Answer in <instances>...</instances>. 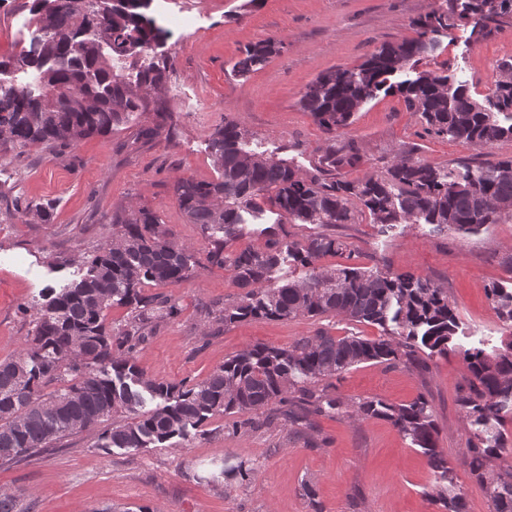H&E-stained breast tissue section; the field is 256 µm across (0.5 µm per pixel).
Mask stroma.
Returning a JSON list of instances; mask_svg holds the SVG:
<instances>
[{"mask_svg": "<svg viewBox=\"0 0 512 512\" xmlns=\"http://www.w3.org/2000/svg\"><path fill=\"white\" fill-rule=\"evenodd\" d=\"M442 0H151L148 16L163 34L136 58L113 60L115 71L136 81L142 68L163 64L167 79L149 93L148 111L133 113L112 133L74 146H0V361L19 351L47 288L78 278L81 257L112 239V213L144 206L156 213L168 238L189 249L192 276L170 292L180 315L163 323L140 347L137 364L149 377L177 383L206 378L225 358L256 343L286 346L318 330L334 336L378 337V327L321 316L295 321H251L205 334L202 305L233 301L238 288L230 269L210 265L197 225L189 223L173 195L174 182L216 180L211 134L225 121L247 131L249 147L312 174L330 149L355 145L359 162L341 170L354 180L383 172L402 149L447 167L512 157V139L481 149L429 133L399 94L378 93L360 105L344 132L326 134L299 100L321 72L355 68L382 44L416 35L414 20ZM39 31L24 0H0V60L29 48ZM273 38L281 51L261 68L238 75L234 64L248 45ZM433 51L417 71L448 74L474 97L490 94L501 62L512 61V17L481 39L463 20L435 34ZM172 112L173 125L158 127L151 107ZM299 240L313 224H286L274 207L246 217L238 247L264 249L270 232ZM348 244L322 258L326 267L355 266L412 273L446 288L462 324L460 348L422 371L367 363L335 380L345 402L380 397L406 404L426 395L448 455L465 491L466 512H492L481 486L462 463L469 426L460 398L469 388L462 352L492 350L512 340L493 310L487 290L512 288V220L478 232H442L430 224L384 229L369 216L335 229ZM94 432L0 468V492L19 495L28 512H313L302 490L312 484L322 512H436L425 498L431 488L426 457L389 422L317 416L298 433L275 422L236 430L217 415L197 435L158 448L93 446ZM245 463L249 480L216 488L202 476L214 464Z\"/></svg>", "mask_w": 512, "mask_h": 512, "instance_id": "1", "label": "stroma"}]
</instances>
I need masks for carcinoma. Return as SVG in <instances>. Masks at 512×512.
<instances>
[{
    "instance_id": "1",
    "label": "carcinoma",
    "mask_w": 512,
    "mask_h": 512,
    "mask_svg": "<svg viewBox=\"0 0 512 512\" xmlns=\"http://www.w3.org/2000/svg\"><path fill=\"white\" fill-rule=\"evenodd\" d=\"M148 4L30 0L38 41L0 60V69L22 70L31 80L21 87L0 85V143L70 146L111 132L134 112L148 111L145 94L162 86L166 66L140 71L132 84L111 64L114 57L145 53L157 41L161 30L146 14ZM507 15H512V0H446L413 23L417 37L382 45L354 69L320 74L306 87L301 109L332 134L349 127L362 103L380 91H394L436 135L480 148L511 139L512 124H501L499 116L512 117V81L497 79L481 102L466 86L437 72L392 81L433 48L427 35L448 28L450 19L471 18L473 30L489 36ZM279 52L271 39L251 45L235 70L245 75ZM210 149L219 177L212 182L180 178L173 193L208 242V263L230 268L241 293L222 308L202 310L203 319L229 327L332 315L375 325L380 336L335 337L318 330L285 347H248L200 381L151 379L137 365L135 353L161 323L179 316L181 307L171 295L145 293L143 284H181L192 275V256L168 240L152 210L117 211L111 223L120 230L112 241L83 259L80 278L49 289L20 353L0 361V467L95 428L94 447L104 451L155 448L185 439L215 415L254 430L263 423L252 415L279 405L277 419L284 426L344 414L391 423L428 459L434 484L426 500L443 512H464V493L447 454L438 448L436 415L426 396L408 404L367 398L349 406L328 383L362 363L411 365L455 350L459 323L448 291L411 273L320 266V259L347 250L330 233L299 241L272 238L264 250L235 249L233 244L242 235V213L259 212L267 201L296 224H350L358 206L375 224L424 222L474 233L512 219V159L460 172L400 153L384 173L346 180L333 172L358 162L350 144L345 153L330 152L320 173L303 175L284 159L246 149L244 133L231 121L214 131ZM285 258L301 266L303 274L275 283L271 272ZM488 298L498 317L512 326V289L493 285ZM114 306L128 310L126 323L117 328L106 321ZM463 360L470 392L462 408L473 428L463 464L486 491L493 512H512V444L505 432L506 421L512 420V341L491 353L466 350ZM148 398L155 401L149 410ZM248 477L243 464L226 460L210 481L220 485L224 479Z\"/></svg>"
}]
</instances>
